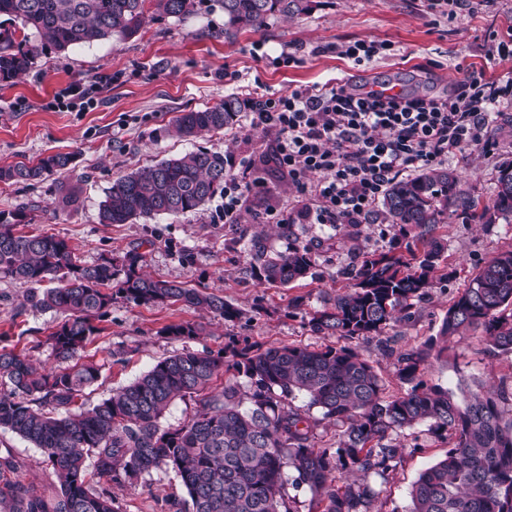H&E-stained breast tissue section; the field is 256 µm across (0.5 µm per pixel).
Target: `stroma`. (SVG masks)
Masks as SVG:
<instances>
[{
    "instance_id": "35a3bbf8",
    "label": "stroma",
    "mask_w": 512,
    "mask_h": 512,
    "mask_svg": "<svg viewBox=\"0 0 512 512\" xmlns=\"http://www.w3.org/2000/svg\"><path fill=\"white\" fill-rule=\"evenodd\" d=\"M511 30L512 0H497L490 10L477 6L452 20L434 10L431 0H313L309 13L270 20L262 31L244 30L232 41L224 38L223 11L204 10L181 21L154 16L126 41L113 39L62 53L46 48L33 70L0 83V166L33 163L55 153L76 156L72 172L47 175L31 184L0 182V211L36 202L41 210L27 232L66 238L88 264L138 251L152 277L223 295L240 312L238 319L227 321L180 304L113 303L103 331L79 353L81 361L104 366L83 397L85 407L176 353H216L234 339L263 346L336 345V337L311 331L310 313L320 310L344 285L341 271L357 254L388 251L398 233L397 226L375 210L365 224H295L285 235L275 224L257 221L250 210L243 212L239 223H225L213 201L184 216L163 215L134 224L98 223V207L118 177L198 148L239 158L262 139L241 119L233 129L182 141L167 133L175 117L216 106L230 94L250 100L336 82L386 81L410 94L445 95L456 87L457 65L485 69L492 79L512 71V60L488 59L493 42ZM359 39L390 43L393 52L359 65L338 53V45ZM284 51L296 58L291 66L275 62ZM102 75L112 81L95 108L62 112L53 107L55 94L71 83ZM488 136L494 150L472 151L449 162L465 187L484 200L494 193L499 165L512 159V106L505 107ZM71 187L80 195V208H56L58 197ZM261 232L271 249L287 250L295 240L312 249L315 264L305 280L285 288L246 277L250 242ZM436 233L444 239L443 259L453 278L434 288L412 318L388 330L391 353H382L372 342L355 343L373 362L390 395L407 389L398 377V354L437 339L458 292L490 257L512 249V223L501 219L468 224L453 218L438 225ZM25 294L24 285L0 278V348H28L35 359L51 362L44 340L60 318L22 308ZM179 322L201 325L199 336L162 335L163 327ZM511 374L512 353L492 350L481 331L471 330L443 350L432 351L422 379L428 386L456 394L464 387L498 385L501 377ZM397 441L406 449L401 463L376 481L382 512H406L414 481L448 449L446 438L429 433L423 425ZM0 456L12 457L20 479L39 493L57 492L59 483L51 466L44 463L41 450L26 440L0 429ZM113 493L121 512H170V501L186 496L179 480L161 471L114 488Z\"/></svg>"
}]
</instances>
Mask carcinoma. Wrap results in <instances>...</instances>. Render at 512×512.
Returning <instances> with one entry per match:
<instances>
[{"mask_svg":"<svg viewBox=\"0 0 512 512\" xmlns=\"http://www.w3.org/2000/svg\"><path fill=\"white\" fill-rule=\"evenodd\" d=\"M224 39L258 32L273 17L294 18L312 0H218ZM199 0H0V83L36 65L39 46L65 52L118 37H135L148 14L184 19ZM247 101L227 96L217 106L177 117L168 134L196 139L236 125ZM75 155L56 153L34 164L0 166V182L23 183L67 173ZM224 155L198 149L145 166L112 182L98 208L101 224L184 215L224 195ZM381 212L412 236L407 254H362L343 271L345 291L308 320L311 330L349 341L339 347L271 346L231 342L224 353L182 352L94 405L79 401L100 377L101 366L79 363L77 353L101 332L112 303H182L232 321L239 310L216 293L156 279L144 256L128 251L86 264L67 240L18 230L35 220L38 206L22 203L0 216V277L28 286L21 307L63 317L46 337L57 366L47 368L25 351L0 349V429L39 448L59 491L50 497L14 477L15 463L0 457V512H119L112 486L132 484L153 470L173 472L188 498L175 512H292L285 473L312 493L310 512H382V477L401 462L405 449L394 436L428 424L448 438L445 455L413 483L408 512H512V414L504 408L508 384L480 389L459 404L420 378L425 352L399 355L405 393L388 397L372 363L350 342L381 339L450 276L442 265L440 224L455 215L466 221L512 222V162L499 167L496 189L485 204L461 188L448 168H426L393 182L380 199ZM315 262L297 242L274 252L258 237L245 273L260 284L288 286L307 277ZM482 329L489 346L512 352V250L487 260L448 308L439 336L449 341ZM193 323L171 324L166 336H196ZM226 374L224 387L212 388ZM248 379L244 390L239 376ZM322 410L338 427L336 442L317 446L320 420L293 403L297 395ZM195 399L191 418L177 428L159 419L177 399ZM94 457L96 483L87 473Z\"/></svg>","mask_w":512,"mask_h":512,"instance_id":"1","label":"carcinoma"}]
</instances>
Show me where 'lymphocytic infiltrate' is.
I'll return each instance as SVG.
<instances>
[{"label": "lymphocytic infiltrate", "instance_id": "obj_1", "mask_svg": "<svg viewBox=\"0 0 512 512\" xmlns=\"http://www.w3.org/2000/svg\"><path fill=\"white\" fill-rule=\"evenodd\" d=\"M454 94L388 97L343 84L300 86L251 102L250 129L272 137L271 150L227 157L223 218L239 223L267 167L297 197L267 208L281 224H360L386 187L474 149L492 150L487 131L512 103V76L487 78L458 67Z\"/></svg>", "mask_w": 512, "mask_h": 512}]
</instances>
